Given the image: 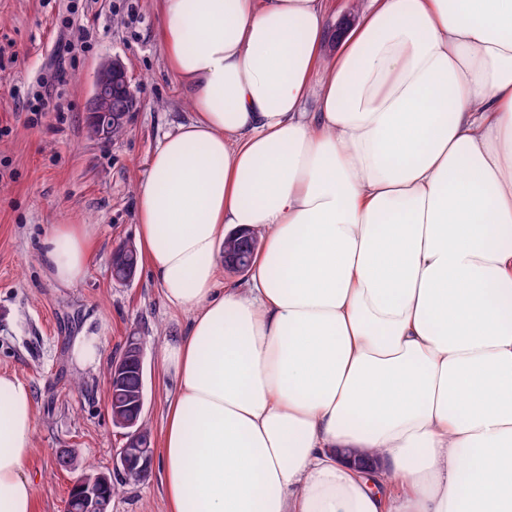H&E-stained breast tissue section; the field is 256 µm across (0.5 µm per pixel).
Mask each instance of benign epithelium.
<instances>
[{
    "mask_svg": "<svg viewBox=\"0 0 512 512\" xmlns=\"http://www.w3.org/2000/svg\"><path fill=\"white\" fill-rule=\"evenodd\" d=\"M121 94L133 99L127 67L118 58H106L99 64L93 80L87 106L89 123L104 133L112 129V102ZM131 368L144 373L143 345L133 335L126 338L123 353L112 359L108 376L110 402L114 403L112 425L121 430L124 443L114 454L109 470L81 472L73 478L63 503V512H107L104 488L117 480L139 482L152 466V436L139 425L145 394L128 395L122 389V379Z\"/></svg>",
    "mask_w": 512,
    "mask_h": 512,
    "instance_id": "benign-epithelium-1",
    "label": "benign epithelium"
}]
</instances>
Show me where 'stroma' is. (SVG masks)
<instances>
[{
  "instance_id": "1",
  "label": "stroma",
  "mask_w": 512,
  "mask_h": 512,
  "mask_svg": "<svg viewBox=\"0 0 512 512\" xmlns=\"http://www.w3.org/2000/svg\"><path fill=\"white\" fill-rule=\"evenodd\" d=\"M75 25L60 28L70 6ZM160 0H0V372L31 389L33 450L26 472L35 512H61L73 478L56 458L74 449L79 469L105 471L123 440L108 411L106 371L129 333L143 343V418L161 439L175 384L164 377L161 346L184 330L186 313L170 308L146 267L129 283L114 282L113 250L136 241V186L163 135L190 115L159 38ZM86 45L57 56L58 43ZM117 56L127 66L136 108L127 134L97 140L87 133L95 69ZM62 73L63 82L53 74ZM50 78L51 106L31 116L39 78ZM93 224L97 245L83 282L55 284L38 260L50 225ZM93 344L80 361L75 346ZM110 512H167L161 466L122 487Z\"/></svg>"
}]
</instances>
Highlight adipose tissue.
I'll use <instances>...</instances> for the list:
<instances>
[{"instance_id": "ef3b65f1", "label": "adipose tissue", "mask_w": 512, "mask_h": 512, "mask_svg": "<svg viewBox=\"0 0 512 512\" xmlns=\"http://www.w3.org/2000/svg\"><path fill=\"white\" fill-rule=\"evenodd\" d=\"M374 2L328 58L326 0H160L191 107L136 190L190 315L161 350L168 512H512V0ZM237 229L262 245L223 285ZM96 233L49 227L55 283ZM34 433L1 372L0 512H34ZM238 232H231L227 236L224 237V252L229 253H238L242 251L244 245L246 244L248 239H251L252 236L244 238L239 235H234ZM249 267V262H243L238 258L230 257L228 255H224V268L223 264L221 265L219 277L222 281L230 282V283H245L246 279V269ZM245 271V273H244ZM226 272V273H224ZM228 273V274H227ZM243 273V274H242ZM229 274H240V275H229Z\"/></svg>"}]
</instances>
